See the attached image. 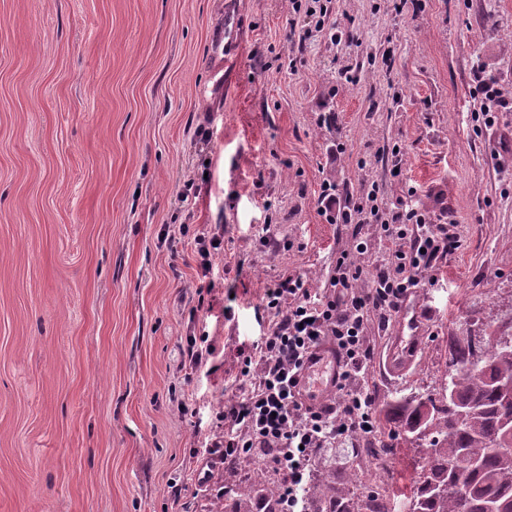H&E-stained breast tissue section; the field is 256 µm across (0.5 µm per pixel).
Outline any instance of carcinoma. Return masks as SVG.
<instances>
[{"label":"carcinoma","instance_id":"obj_1","mask_svg":"<svg viewBox=\"0 0 512 512\" xmlns=\"http://www.w3.org/2000/svg\"><path fill=\"white\" fill-rule=\"evenodd\" d=\"M451 374L436 392L421 397L405 420L410 442L425 448L407 497L408 512H486L493 500L512 512V398L499 381L512 379V347L496 336L480 342L471 332L453 337L448 350ZM460 482L465 492L454 488ZM317 512H362L355 491L331 492L324 479L314 487ZM277 512V488L263 480L241 488Z\"/></svg>","mask_w":512,"mask_h":512}]
</instances>
